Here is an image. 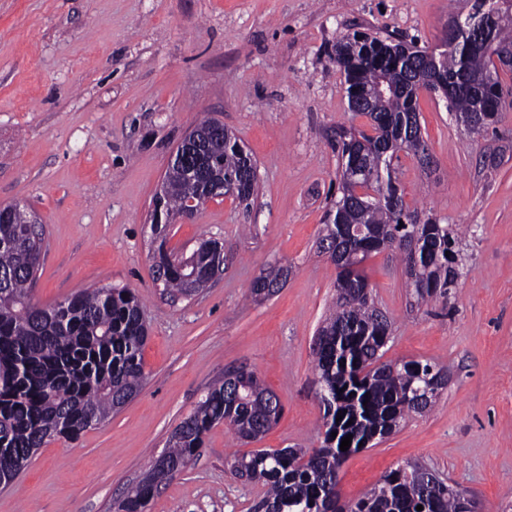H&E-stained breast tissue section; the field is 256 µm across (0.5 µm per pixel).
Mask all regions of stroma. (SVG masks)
<instances>
[{
	"label": "stroma",
	"instance_id": "1",
	"mask_svg": "<svg viewBox=\"0 0 512 512\" xmlns=\"http://www.w3.org/2000/svg\"><path fill=\"white\" fill-rule=\"evenodd\" d=\"M469 0H0V204L43 220L47 248L32 290L48 307L104 285L130 288L149 325L139 394L78 439L48 440L8 486L0 512H117L180 422L225 374L244 367L283 412L260 440L225 424L159 483L146 512H251L260 485L237 478L233 455L316 448L323 406L313 346L337 269L319 247L340 196L331 145L347 110L336 41L373 36L441 44ZM429 164L397 162L404 199L452 225L463 275L454 311L415 308L398 252L364 271L390 317L384 361L448 369L431 412L412 414L340 469L344 499L409 463L474 493L481 512L512 506V109L472 134L441 99L421 95ZM219 120L252 154L247 202L217 198L166 227L191 254L218 241L224 263L198 295L173 298L156 280L152 199L184 132ZM288 270L272 296L250 292L271 265Z\"/></svg>",
	"mask_w": 512,
	"mask_h": 512
}]
</instances>
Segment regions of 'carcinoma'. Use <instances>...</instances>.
I'll return each mask as SVG.
<instances>
[{"mask_svg": "<svg viewBox=\"0 0 512 512\" xmlns=\"http://www.w3.org/2000/svg\"><path fill=\"white\" fill-rule=\"evenodd\" d=\"M495 3L494 39L477 47L467 45L461 32L453 48L393 43L356 32L336 41L334 60L344 76L348 109L367 118L369 130L342 131L333 143L341 165V196L326 212L321 241L338 240L346 260L338 267L336 298L314 347L323 440L317 448L260 449L234 459L231 468L238 478L267 486L253 512H417L419 505L422 512H472L466 494L419 463L389 471L356 500L338 501L328 481L361 445L391 434L409 414L431 410L448 385V369L428 360L381 362L391 324L361 269L371 255L397 250L406 286L417 301L445 306L463 269L455 230L431 216L421 219L404 201L394 160L403 151L422 162L427 148L417 113L418 86L385 53L406 48L428 78L459 88L449 110L469 132L479 134L512 108V101L494 98L506 76L494 57L512 50V0ZM216 123L213 118L197 123L204 137L188 160L210 148L218 152L224 181L238 183L247 200L257 187V167L247 163L232 133H218ZM164 182L165 207L174 213L187 198L205 195L198 179L175 166L168 167ZM2 240L7 246L0 248V484H9L47 438L75 439L136 395L145 379L142 350L148 328L140 300L125 287L81 291L58 307L37 305L31 291L46 246L43 226L16 224L11 209H0ZM218 250L215 241L202 242L197 249L202 260L194 270L159 249L154 259L164 288L194 295L214 274L203 257ZM284 275L283 267L270 266L252 283L251 293H274ZM277 408L280 401L255 372L240 368L227 374L176 427L168 450L118 512H144L155 486L184 469L215 425L223 422L241 439H254L277 421ZM348 434L351 446L342 451Z\"/></svg>", "mask_w": 512, "mask_h": 512, "instance_id": "cac0c4a2", "label": "carcinoma"}]
</instances>
